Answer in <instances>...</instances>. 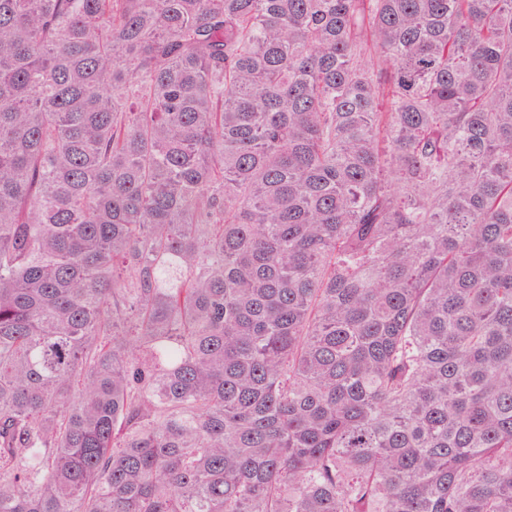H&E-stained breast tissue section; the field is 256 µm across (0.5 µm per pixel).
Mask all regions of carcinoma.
<instances>
[{
  "label": "carcinoma",
  "instance_id": "cac0c4a2",
  "mask_svg": "<svg viewBox=\"0 0 512 512\" xmlns=\"http://www.w3.org/2000/svg\"><path fill=\"white\" fill-rule=\"evenodd\" d=\"M0 512H512V0H0Z\"/></svg>",
  "mask_w": 512,
  "mask_h": 512
}]
</instances>
